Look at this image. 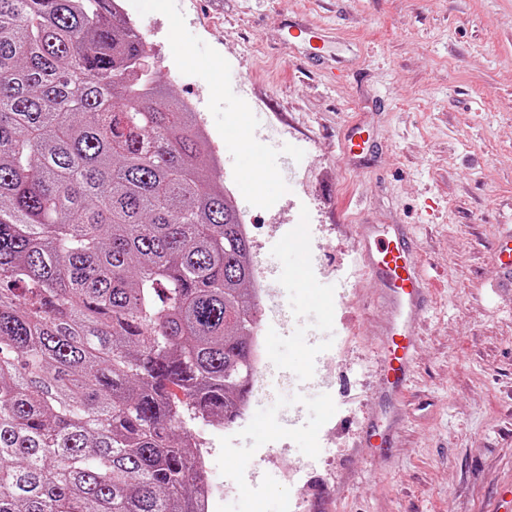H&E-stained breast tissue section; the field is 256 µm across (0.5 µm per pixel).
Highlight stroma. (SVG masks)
I'll list each match as a JSON object with an SVG mask.
<instances>
[{
  "label": "stroma",
  "instance_id": "obj_1",
  "mask_svg": "<svg viewBox=\"0 0 512 512\" xmlns=\"http://www.w3.org/2000/svg\"><path fill=\"white\" fill-rule=\"evenodd\" d=\"M121 5L156 81L209 130L266 287L275 387L203 429L219 512H492L512 480V290L497 288L491 252L512 225V0ZM310 20L338 36L326 74L282 41L284 24ZM358 126L371 149L351 157ZM244 130L269 172L257 192L241 178ZM358 224L410 225L433 290L387 461L359 445L386 311L357 257ZM297 235L316 256L302 283L290 277Z\"/></svg>",
  "mask_w": 512,
  "mask_h": 512
}]
</instances>
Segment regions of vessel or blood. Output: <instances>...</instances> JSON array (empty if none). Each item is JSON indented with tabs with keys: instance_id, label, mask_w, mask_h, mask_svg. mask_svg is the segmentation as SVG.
Here are the masks:
<instances>
[{
	"instance_id": "obj_1",
	"label": "vessel or blood",
	"mask_w": 512,
	"mask_h": 512,
	"mask_svg": "<svg viewBox=\"0 0 512 512\" xmlns=\"http://www.w3.org/2000/svg\"><path fill=\"white\" fill-rule=\"evenodd\" d=\"M287 46H303L307 55L323 58L326 30L304 23L285 27ZM360 262L378 288L387 311L379 328L384 343L378 359V383L363 432V447L391 455L407 418L406 399L414 372L418 327L432 302L422 273L416 241L404 224H360L356 227ZM502 275L499 287L512 288V233L493 242Z\"/></svg>"
}]
</instances>
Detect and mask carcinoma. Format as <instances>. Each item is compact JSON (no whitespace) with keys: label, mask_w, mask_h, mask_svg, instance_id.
I'll return each instance as SVG.
<instances>
[{"label":"carcinoma","mask_w":512,"mask_h":512,"mask_svg":"<svg viewBox=\"0 0 512 512\" xmlns=\"http://www.w3.org/2000/svg\"><path fill=\"white\" fill-rule=\"evenodd\" d=\"M120 0H0V512H201L250 241Z\"/></svg>","instance_id":"carcinoma-1"}]
</instances>
